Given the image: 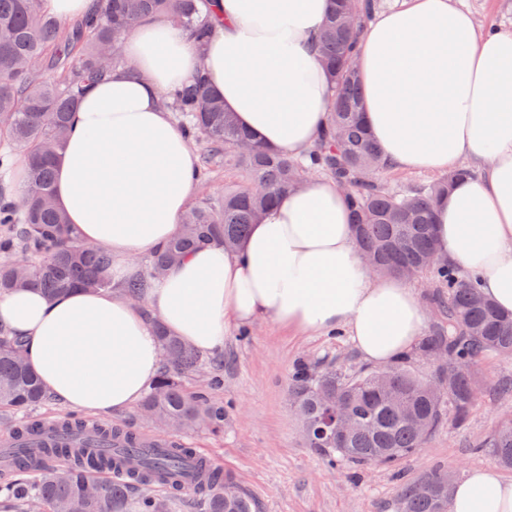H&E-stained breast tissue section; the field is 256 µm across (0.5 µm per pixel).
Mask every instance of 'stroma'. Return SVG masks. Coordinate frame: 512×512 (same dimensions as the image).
I'll return each instance as SVG.
<instances>
[{
	"instance_id": "obj_1",
	"label": "stroma",
	"mask_w": 512,
	"mask_h": 512,
	"mask_svg": "<svg viewBox=\"0 0 512 512\" xmlns=\"http://www.w3.org/2000/svg\"><path fill=\"white\" fill-rule=\"evenodd\" d=\"M224 387L217 398L232 409L224 434H186L192 447L232 472L258 512H397L403 483L441 469L451 482L475 467L495 466L476 451L512 397L486 396L464 427L445 424L415 455L392 467L328 466L308 448L288 397L294 365L304 359L349 372L368 363L343 331L298 333L269 319L230 326L224 338Z\"/></svg>"
}]
</instances>
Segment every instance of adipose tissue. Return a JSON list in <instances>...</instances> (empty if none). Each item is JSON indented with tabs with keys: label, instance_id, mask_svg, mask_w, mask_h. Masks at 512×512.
Returning a JSON list of instances; mask_svg holds the SVG:
<instances>
[{
	"label": "adipose tissue",
	"instance_id": "1",
	"mask_svg": "<svg viewBox=\"0 0 512 512\" xmlns=\"http://www.w3.org/2000/svg\"><path fill=\"white\" fill-rule=\"evenodd\" d=\"M205 47L161 18L141 20L118 70L85 91L55 166V195L76 236L112 255V278L180 229L200 159L161 96L204 70L224 107L268 149L305 158L329 125L328 79L315 37L330 0H213ZM364 120L389 166L444 173L466 164L435 211L449 266L512 313V30L478 29L455 0H403L361 25ZM259 318L304 333L340 330L369 362L393 364L418 343L426 312L406 281L371 272L347 196L309 178L283 194L236 249L202 245L153 281L141 303L124 292L0 294V327L23 342L48 396L99 414L134 406L155 377L154 323L204 353L228 326ZM452 512H512V479L473 469Z\"/></svg>",
	"mask_w": 512,
	"mask_h": 512
}]
</instances>
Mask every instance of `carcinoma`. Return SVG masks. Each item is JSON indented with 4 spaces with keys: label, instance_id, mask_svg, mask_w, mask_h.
I'll use <instances>...</instances> for the list:
<instances>
[{
    "label": "carcinoma",
    "instance_id": "1",
    "mask_svg": "<svg viewBox=\"0 0 512 512\" xmlns=\"http://www.w3.org/2000/svg\"><path fill=\"white\" fill-rule=\"evenodd\" d=\"M377 0H333L321 33V54L330 79V125L305 160H295L251 142L224 109V99L203 72L166 93L162 105L176 113L187 137L205 144L210 163L235 171L240 180L224 197L205 198L181 219V235L145 262L125 293L141 297L187 251L210 241L232 248L244 239L274 198L304 176L325 173L348 191L352 224L361 253L372 268L406 280L433 273L440 290L431 295L437 322L418 352L438 363L446 354L461 364L450 379H427L391 367L386 387L375 374H352L332 365H295L291 399L308 447L330 466H389L424 447L449 421L463 426L479 405L478 368L494 353L512 360V315L482 296L479 280L460 277L435 254L433 206L468 169L424 185L394 191L382 183L388 171L364 126L363 90L352 60L358 40L350 24L373 16ZM170 16L201 46L212 34L209 0H93L90 12L69 30L43 9V0H0V136L25 150L26 179L19 192L0 189V293L33 288L53 297L74 288L108 291L109 252L74 238L55 205L56 154L65 146L71 112L94 82L129 64L121 42L142 18ZM165 352L160 375L140 404L164 438L148 441L126 428L90 427L68 415L49 423L32 418L47 402L28 367L23 344L0 335V408L13 414L16 437L34 438L46 426L93 432L112 447L13 448L0 494L14 512H254L221 467L198 464L200 478L179 477L196 449L178 436L194 429L224 431L228 417L214 393L224 386L222 362L154 324ZM477 447L512 468V418L501 417ZM450 496L448 474L433 470L401 486L398 512H437Z\"/></svg>",
    "mask_w": 512,
    "mask_h": 512
}]
</instances>
